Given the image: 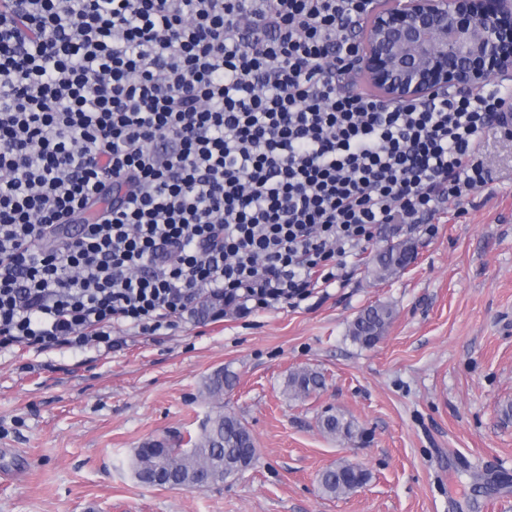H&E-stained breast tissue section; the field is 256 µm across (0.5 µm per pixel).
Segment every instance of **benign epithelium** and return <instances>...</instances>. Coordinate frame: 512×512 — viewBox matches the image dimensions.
I'll return each mask as SVG.
<instances>
[{
	"instance_id": "obj_1",
	"label": "benign epithelium",
	"mask_w": 512,
	"mask_h": 512,
	"mask_svg": "<svg viewBox=\"0 0 512 512\" xmlns=\"http://www.w3.org/2000/svg\"><path fill=\"white\" fill-rule=\"evenodd\" d=\"M349 82L386 105L477 92L512 73V0H372Z\"/></svg>"
}]
</instances>
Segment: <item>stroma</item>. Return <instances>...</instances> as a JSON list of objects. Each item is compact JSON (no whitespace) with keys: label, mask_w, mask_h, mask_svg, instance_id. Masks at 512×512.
<instances>
[{"label":"stroma","mask_w":512,"mask_h":512,"mask_svg":"<svg viewBox=\"0 0 512 512\" xmlns=\"http://www.w3.org/2000/svg\"><path fill=\"white\" fill-rule=\"evenodd\" d=\"M485 162L467 213L377 226L300 305L188 313L153 336L125 326L109 349H0V512H512V141L489 138ZM399 241L414 259L376 279L375 255ZM374 303L394 317L363 348L349 326ZM222 367L236 382L208 399ZM303 368L325 385L289 397ZM220 410L254 435L253 466L204 489L137 480L136 448ZM328 412L354 435L324 433ZM341 460L369 482L322 495L319 473Z\"/></svg>","instance_id":"1"}]
</instances>
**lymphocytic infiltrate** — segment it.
Masks as SVG:
<instances>
[{"label":"lymphocytic infiltrate","mask_w":512,"mask_h":512,"mask_svg":"<svg viewBox=\"0 0 512 512\" xmlns=\"http://www.w3.org/2000/svg\"><path fill=\"white\" fill-rule=\"evenodd\" d=\"M368 4L0 0V349L292 304L376 226L465 211L506 98L344 87Z\"/></svg>","instance_id":"f902f5d3"}]
</instances>
